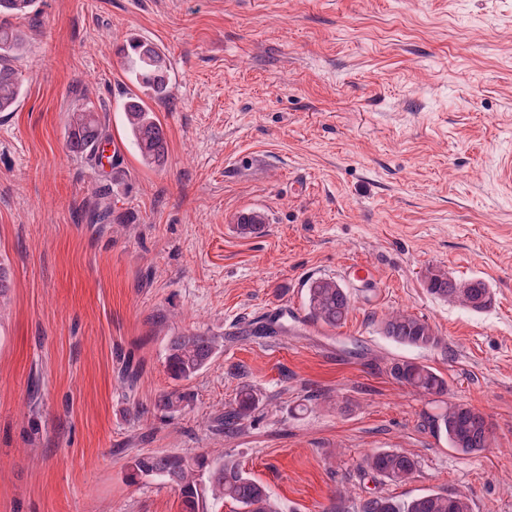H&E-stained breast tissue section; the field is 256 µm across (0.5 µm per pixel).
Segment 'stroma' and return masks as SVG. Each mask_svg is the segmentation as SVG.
I'll list each match as a JSON object with an SVG mask.
<instances>
[{"label": "stroma", "mask_w": 512, "mask_h": 512, "mask_svg": "<svg viewBox=\"0 0 512 512\" xmlns=\"http://www.w3.org/2000/svg\"><path fill=\"white\" fill-rule=\"evenodd\" d=\"M34 12L16 21L22 98L0 113V512H181L175 486L128 480L149 453L236 461L282 512H326L340 490L462 491L474 512H512V0H35ZM133 38L171 67L170 99L151 104L160 168L142 163L119 109L133 85L117 50ZM86 103L121 176L66 147V116ZM104 184L120 222L89 220ZM247 209L266 224L243 237ZM358 263L374 281L349 277ZM430 268L484 279L491 306L437 299ZM316 277L350 294L341 328L307 318ZM397 310L440 345L384 336ZM188 332L224 348L179 384L170 414L155 405L176 385L167 341ZM400 359L488 414L496 445L449 448L431 426L441 398L390 377ZM244 382L259 408L224 435ZM382 449L414 456L410 482L362 478Z\"/></svg>", "instance_id": "35a3bbf8"}]
</instances>
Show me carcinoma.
<instances>
[{
	"instance_id": "carcinoma-1",
	"label": "carcinoma",
	"mask_w": 512,
	"mask_h": 512,
	"mask_svg": "<svg viewBox=\"0 0 512 512\" xmlns=\"http://www.w3.org/2000/svg\"><path fill=\"white\" fill-rule=\"evenodd\" d=\"M33 0H0V112L10 111L17 103L24 79L15 62L20 58L26 33L12 26L8 17L26 15ZM123 65L141 94L130 93L120 103L130 141L142 161L161 168L167 160V141L162 124L145 98L163 101L169 97L170 64L167 56L154 44L133 40L118 49ZM70 151L85 156L101 166L100 151L109 141L106 126L90 107L73 109L68 116ZM95 217L111 222L113 210L108 195L96 194ZM263 214L247 211L237 218L238 233L251 236L261 232ZM429 292L436 298L473 312L486 309L492 302L490 288L480 278L458 280L441 271L429 270L425 275ZM309 319L330 330L341 327L351 308L347 289L331 278L310 281L306 291ZM382 333L393 341L412 348H433L440 338L432 326L414 314L398 311L381 321ZM219 342L202 333H183L169 339L166 368L174 380H188L213 359ZM390 375L412 391L430 396H444L448 381L432 367L412 359L400 360L390 367ZM185 400L177 389L162 393L157 406L175 412ZM259 398L247 384L241 386L233 402L218 421V430L230 432L248 419L258 408ZM433 426L448 439V446L461 454H471L491 447L495 442L493 423L479 409L459 401H448ZM128 477H157L177 486L182 499V512H202L203 501L198 491L196 473L207 470L208 486L213 496L238 505L245 512H280L268 488L249 476L233 461L206 464L198 457L187 459L173 454H152L135 457ZM360 470L363 476L394 484L410 481L417 470V461L398 450H378L367 455ZM356 512H472L470 498L463 492L428 491L408 499H396L371 493L359 500Z\"/></svg>"
}]
</instances>
